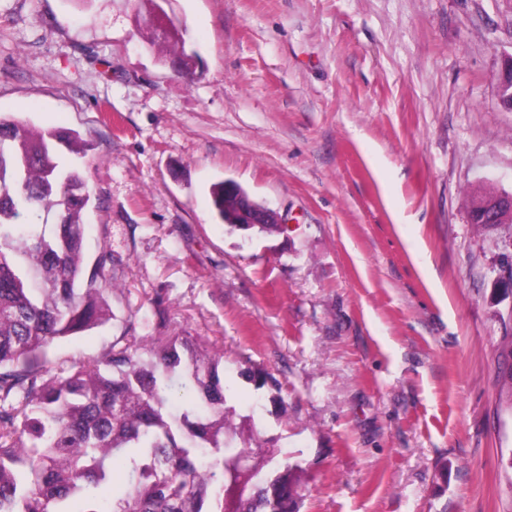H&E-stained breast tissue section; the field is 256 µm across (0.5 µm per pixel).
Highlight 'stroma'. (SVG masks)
I'll return each mask as SVG.
<instances>
[{
    "label": "stroma",
    "mask_w": 512,
    "mask_h": 512,
    "mask_svg": "<svg viewBox=\"0 0 512 512\" xmlns=\"http://www.w3.org/2000/svg\"><path fill=\"white\" fill-rule=\"evenodd\" d=\"M165 10L194 80L130 0H0V113L89 143L85 260L114 256L113 319L50 362L102 359L134 313L223 346L238 417L301 470L300 512H512V224L469 222L478 191L512 192V0ZM223 179L282 230L219 224Z\"/></svg>",
    "instance_id": "stroma-1"
}]
</instances>
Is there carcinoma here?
Returning <instances> with one entry per match:
<instances>
[{
	"mask_svg": "<svg viewBox=\"0 0 512 512\" xmlns=\"http://www.w3.org/2000/svg\"><path fill=\"white\" fill-rule=\"evenodd\" d=\"M190 74L186 29H148ZM86 144L71 129L37 130L0 116V512H299L297 466L236 423L220 347L194 336L136 335L135 324L101 361L33 366L54 341L113 316L104 293L112 253L84 257L91 192L77 165ZM219 221L224 182L211 189ZM238 375L278 386L258 370ZM126 492L107 501L116 460Z\"/></svg>",
	"mask_w": 512,
	"mask_h": 512,
	"instance_id": "1",
	"label": "carcinoma"
}]
</instances>
